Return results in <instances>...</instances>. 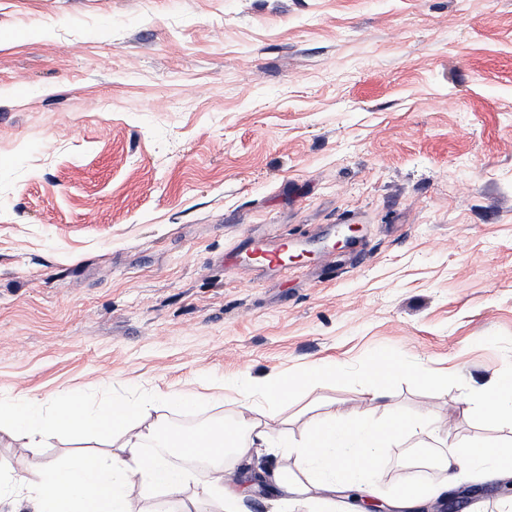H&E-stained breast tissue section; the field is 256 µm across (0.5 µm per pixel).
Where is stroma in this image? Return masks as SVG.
<instances>
[{
	"mask_svg": "<svg viewBox=\"0 0 512 512\" xmlns=\"http://www.w3.org/2000/svg\"><path fill=\"white\" fill-rule=\"evenodd\" d=\"M262 240L295 250L264 271ZM380 353L413 372L366 376ZM315 362L342 370L251 419L298 444L378 385L377 417L447 426L383 445L382 501L405 449L512 434L471 412L512 371V0H0V404L179 391L151 421L229 426L244 376ZM119 443L0 431V512ZM166 454L182 500L130 512H222Z\"/></svg>",
	"mask_w": 512,
	"mask_h": 512,
	"instance_id": "1",
	"label": "stroma"
}]
</instances>
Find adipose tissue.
<instances>
[{"instance_id":"adipose-tissue-1","label":"adipose tissue","mask_w":512,"mask_h":512,"mask_svg":"<svg viewBox=\"0 0 512 512\" xmlns=\"http://www.w3.org/2000/svg\"><path fill=\"white\" fill-rule=\"evenodd\" d=\"M330 373L329 367L313 363L298 380L279 372L258 379L244 377L241 390L246 395L257 394L275 402L287 397L297 382L315 383ZM472 412L480 418L512 424V375L495 377L484 385ZM372 414L369 408L353 415L338 411L311 425L307 440L296 450L299 477H288L280 470L267 476L278 490L282 507L304 499L311 505L310 512H326L320 503L323 493L335 492L340 486L347 490L360 487L372 479L376 449L389 437L408 434L414 426L398 411L379 421ZM132 415L129 405L112 403L93 409L78 395L67 396L53 406L46 399L34 397L24 400L18 409L0 408V429L23 432L34 446L52 431L74 438L111 432L126 435L120 457L106 461L86 456L66 466L50 463L27 479L24 489L33 512H127L130 492L145 487L160 489L169 499H180L184 492L183 475L168 469L161 460L145 456L142 444L154 435L156 428L151 425L128 433ZM180 444L204 449L211 470L210 493L221 499L224 512H241L243 492L256 491L257 486L246 474L234 480L227 478L225 448H232L235 455L248 460L254 448H284L288 442L281 439L279 432L242 417L230 435H223L215 427L184 434ZM442 468L452 479L466 470L512 478V438L483 446L458 444L443 459Z\"/></svg>"}]
</instances>
